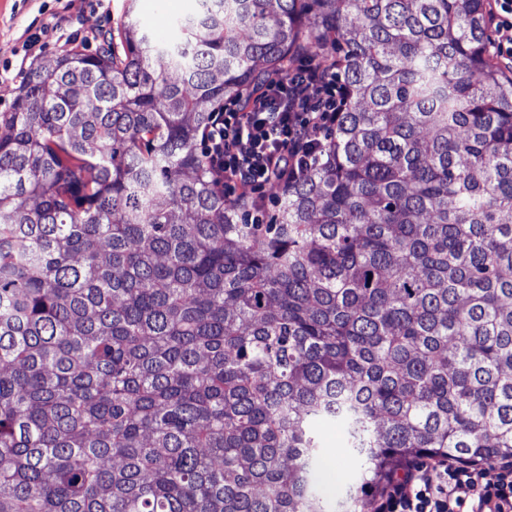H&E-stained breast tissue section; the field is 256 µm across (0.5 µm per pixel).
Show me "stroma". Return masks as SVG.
<instances>
[{"label": "stroma", "mask_w": 512, "mask_h": 512, "mask_svg": "<svg viewBox=\"0 0 512 512\" xmlns=\"http://www.w3.org/2000/svg\"><path fill=\"white\" fill-rule=\"evenodd\" d=\"M196 8V0H0V112L9 109L12 90L31 65L75 49L94 52L104 32L121 31L131 18L155 41H170L176 21ZM318 434L333 460L325 490L332 502L335 482L357 481L360 464L344 448L338 424L321 423Z\"/></svg>", "instance_id": "35a3bbf8"}]
</instances>
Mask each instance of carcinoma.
I'll use <instances>...</instances> for the list:
<instances>
[{"instance_id": "carcinoma-1", "label": "carcinoma", "mask_w": 512, "mask_h": 512, "mask_svg": "<svg viewBox=\"0 0 512 512\" xmlns=\"http://www.w3.org/2000/svg\"><path fill=\"white\" fill-rule=\"evenodd\" d=\"M487 0H200L0 112V512H327L362 459H512V71ZM333 162L248 224L197 148L304 45ZM318 434L320 436L325 457L324 466L328 477L333 481L332 485L326 488L325 496L326 499L334 505V503L340 499L345 490L336 495V489L339 480L344 479V484H349L357 481L360 478V464L356 459H352L348 448H343L342 437L338 424L334 422H324L318 426ZM329 448H332V453L329 455ZM330 460H335V467L330 464ZM336 461L339 465L340 462H347L348 465L340 467L336 470Z\"/></svg>"}]
</instances>
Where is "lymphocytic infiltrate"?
Listing matches in <instances>:
<instances>
[{"label":"lymphocytic infiltrate","mask_w":512,"mask_h":512,"mask_svg":"<svg viewBox=\"0 0 512 512\" xmlns=\"http://www.w3.org/2000/svg\"><path fill=\"white\" fill-rule=\"evenodd\" d=\"M350 98L336 67L306 58L268 76L262 91L214 113L200 151L224 195L248 205L247 221L267 223L265 185L329 163L328 141ZM373 512H512V460L495 479L461 458L427 456L404 466Z\"/></svg>","instance_id":"1"}]
</instances>
